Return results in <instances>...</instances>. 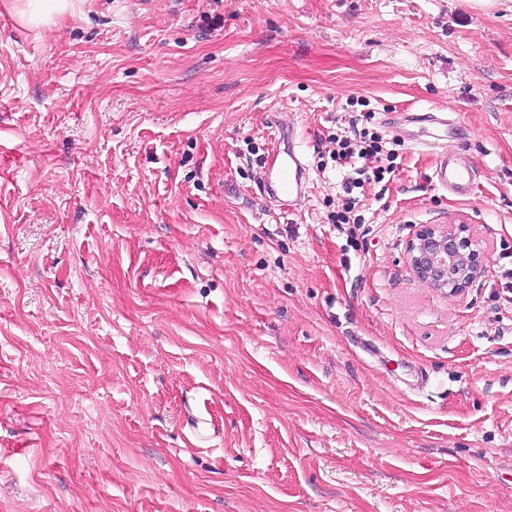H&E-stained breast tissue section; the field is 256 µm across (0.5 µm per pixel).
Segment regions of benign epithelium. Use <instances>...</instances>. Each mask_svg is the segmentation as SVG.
<instances>
[{
    "mask_svg": "<svg viewBox=\"0 0 512 512\" xmlns=\"http://www.w3.org/2000/svg\"><path fill=\"white\" fill-rule=\"evenodd\" d=\"M408 256L420 281L450 296L463 293L485 272L478 243L453 224L420 227L409 242Z\"/></svg>",
    "mask_w": 512,
    "mask_h": 512,
    "instance_id": "1",
    "label": "benign epithelium"
}]
</instances>
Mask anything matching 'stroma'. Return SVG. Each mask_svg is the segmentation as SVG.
<instances>
[{
  "mask_svg": "<svg viewBox=\"0 0 512 512\" xmlns=\"http://www.w3.org/2000/svg\"><path fill=\"white\" fill-rule=\"evenodd\" d=\"M367 131L397 168L351 232ZM458 223L486 272L449 296L407 246ZM0 512H512V0H0ZM75 0H15L14 9L21 21L34 27L57 26L75 12ZM284 148L276 150L265 163L263 187L268 196L277 198L283 205L293 206L306 200L309 193V172L303 153L295 142L293 126L279 122ZM360 144L357 147H353V144L347 139L338 138L336 141V162L338 160L349 163L347 160L352 159L356 153L359 159L376 163L374 166H363L356 168V174L359 176H365L364 179L360 177L348 178L345 182L344 192L346 194L342 209L336 212L334 220L336 224H353L354 228L359 224V216L354 214V210L358 205L359 199L353 195L354 189L363 188V183L366 181L380 182L384 179L385 174L395 173L396 166L394 163V155L388 151H385L382 138L377 135H372L367 138L366 136L361 137ZM385 157V158H384ZM387 161V164L383 162ZM371 174H369V170ZM415 144L425 145L430 148H441L434 169L435 183L443 188L458 194H471L475 188V173L473 168L460 161L456 154L448 153L447 142H443L447 135H435L432 141H420L414 135H408Z\"/></svg>",
  "mask_w": 512,
  "mask_h": 512,
  "instance_id": "35a3bbf8",
  "label": "stroma"
}]
</instances>
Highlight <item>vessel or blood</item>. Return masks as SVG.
<instances>
[{
  "label": "vessel or blood",
  "instance_id": "vessel-or-blood-1",
  "mask_svg": "<svg viewBox=\"0 0 512 512\" xmlns=\"http://www.w3.org/2000/svg\"><path fill=\"white\" fill-rule=\"evenodd\" d=\"M278 129L283 147L276 150L266 162L263 187L269 196L277 198L284 205L293 206L308 196L309 172L295 141L292 125L282 122ZM443 145L444 138L440 135L430 143L431 148L439 152L433 175L436 184L458 194L472 193L476 188L473 168L445 151Z\"/></svg>",
  "mask_w": 512,
  "mask_h": 512
}]
</instances>
